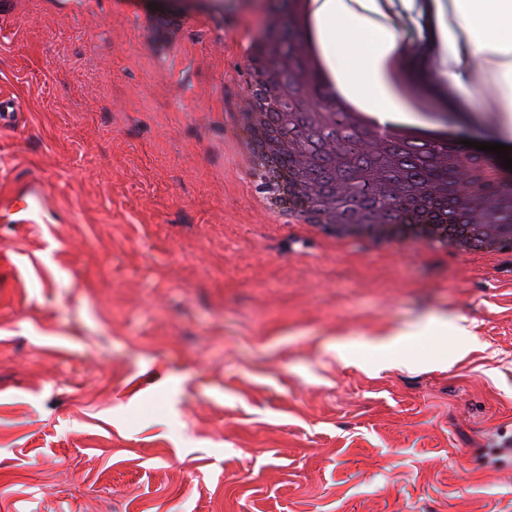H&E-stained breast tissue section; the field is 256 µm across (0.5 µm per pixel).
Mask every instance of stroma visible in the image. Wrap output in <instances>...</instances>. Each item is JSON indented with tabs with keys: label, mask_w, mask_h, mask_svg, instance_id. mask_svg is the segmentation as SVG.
Here are the masks:
<instances>
[{
	"label": "stroma",
	"mask_w": 512,
	"mask_h": 512,
	"mask_svg": "<svg viewBox=\"0 0 512 512\" xmlns=\"http://www.w3.org/2000/svg\"><path fill=\"white\" fill-rule=\"evenodd\" d=\"M144 6L0 0V512H512V250L265 225L238 37L287 9L223 0L163 54ZM472 66L432 120L511 138L502 58ZM416 336H405V335H398V336H389L387 337L383 342L379 344L366 342L358 347H353L350 345H341L338 344L337 349L340 358L345 363L352 362L355 358L358 357V355L365 351H370L374 349L384 348L388 350L398 351L402 348H407L409 345L413 343V341L416 339Z\"/></svg>",
	"instance_id": "stroma-1"
}]
</instances>
